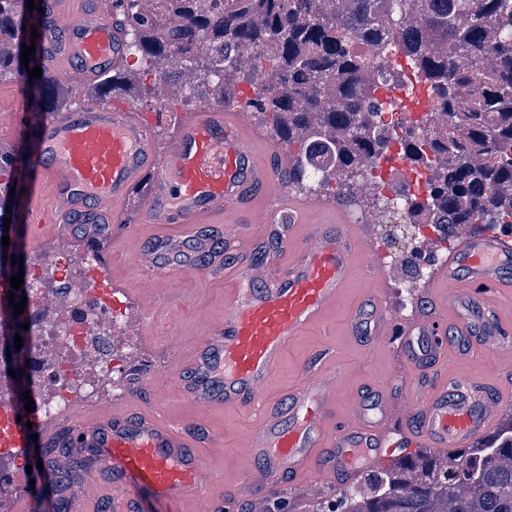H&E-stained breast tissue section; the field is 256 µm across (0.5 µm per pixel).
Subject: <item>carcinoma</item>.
I'll return each instance as SVG.
<instances>
[{
    "instance_id": "obj_1",
    "label": "carcinoma",
    "mask_w": 512,
    "mask_h": 512,
    "mask_svg": "<svg viewBox=\"0 0 512 512\" xmlns=\"http://www.w3.org/2000/svg\"><path fill=\"white\" fill-rule=\"evenodd\" d=\"M127 0L123 64L99 80L97 100L117 93L184 101H224L237 95L238 61L252 52L267 83L242 98L257 111L293 163L288 181L326 192L347 187L367 165L393 154L405 159L423 185L399 188L405 223L425 228L440 245L485 230L512 234V0ZM181 17L177 26L161 14ZM51 21L49 0L34 9L25 0H0V79L20 78L31 100L30 139L54 109L59 79L42 70L41 48L29 66L20 60L31 27ZM405 55L427 83L433 111L397 132L375 121L386 100L366 77L359 48ZM182 59L178 70L167 61ZM28 152H0V236L4 218H16ZM14 196H9L10 188ZM0 245V282L23 274L7 292L28 290L29 260ZM367 488L340 492L345 512H512V414L472 448L442 462L425 450L401 452L368 474Z\"/></svg>"
}]
</instances>
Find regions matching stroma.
<instances>
[{
    "mask_svg": "<svg viewBox=\"0 0 512 512\" xmlns=\"http://www.w3.org/2000/svg\"><path fill=\"white\" fill-rule=\"evenodd\" d=\"M28 100L23 82L7 79L0 82V147L8 149L20 144L23 129L13 123L9 111L14 99ZM116 105H133L138 118L148 124L159 145L172 139L179 118L191 114V107L180 100L168 104L153 99L131 103L128 97L116 96ZM245 123L259 135L258 153L277 154L281 159L278 170L280 193L311 201L306 221L294 225L288 236L289 245L307 243L308 228L327 215L320 205L326 197L319 191L297 189L288 184V151L280 146L274 132L260 121L257 114L244 112ZM150 177L132 189L120 222L99 225L95 238H88L75 224H60L54 236L27 243L28 252H53L60 266L82 264L84 259L98 257L100 265L110 266L115 276L112 286L114 299L126 308L125 317L116 326L118 337L126 343L129 354L125 363L112 369L111 379L102 381L103 393L133 406L142 405L158 413L167 422L191 432H209L219 437L215 447H202L209 468V490L213 502L224 501L235 485L244 481L260 467L247 444L259 417L232 407L210 409L191 404L180 393L172 372L173 355L190 356L208 335L211 326L224 316V294L235 288L233 271H225L224 279L212 281L200 272L192 271L171 282L151 273L141 265L137 254L149 250L154 237L146 224L137 223L149 193ZM349 201L345 208L363 217L358 235L363 244L361 258L347 288L328 311L324 323L311 327L292 340L285 352L282 366L264 386L269 400L284 398L289 390L303 382L306 372L317 365L340 374L339 396L330 414V421L340 425L352 420L358 403H372L376 389H383L390 425L386 445L378 465H386L400 448H418V441L409 439L405 425L414 398L408 390L411 372L401 352L403 331L420 312L427 289L436 272L435 267L424 270L415 284L398 282L393 270L394 251L384 239V225L368 223L369 205L376 198L375 189L363 178L350 185ZM238 229L251 247V257L267 253L264 242L265 223L261 216L226 215L220 224H190L182 234V248L191 257H198V246L208 236H223L226 228ZM384 267L382 279H372L366 272L369 263ZM379 293L391 317V325L383 337L373 336L368 325L352 328V312L366 303L371 293ZM491 301L497 317L507 324L505 337L488 342L477 354L458 348L448 350V371L456 375L485 380L512 382V294H492ZM337 488L309 479L297 485L259 484L229 503L228 512H272L282 504L285 512H308L310 506L328 504L336 497Z\"/></svg>",
    "mask_w": 512,
    "mask_h": 512,
    "instance_id": "35a3bbf8",
    "label": "stroma"
}]
</instances>
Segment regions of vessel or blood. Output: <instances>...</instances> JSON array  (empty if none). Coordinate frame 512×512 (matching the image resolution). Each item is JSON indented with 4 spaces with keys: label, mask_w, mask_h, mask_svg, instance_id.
Instances as JSON below:
<instances>
[{
    "label": "vessel or blood",
    "mask_w": 512,
    "mask_h": 512,
    "mask_svg": "<svg viewBox=\"0 0 512 512\" xmlns=\"http://www.w3.org/2000/svg\"><path fill=\"white\" fill-rule=\"evenodd\" d=\"M54 22L41 29L38 41L48 69L80 87L93 75L112 70L125 49L122 15L126 0H54ZM258 136L248 129L236 105L203 108L184 118L166 150H159L152 130L131 108L82 103L43 121L36 139L37 179L22 204L30 234L49 224H109L123 212L132 188L152 174V189L139 221L162 227L220 224L225 214L249 204H274L268 237L281 236L282 224H299L309 200L275 194L277 171L257 157ZM330 223L339 232L316 226L314 246L294 249L288 259L272 254L260 287L244 271L224 299V321L216 326L189 364L179 368L183 396L207 408H265L263 424L252 431L249 446L265 467L261 481L280 483L308 472L319 461L323 479L351 483L377 459L385 443L383 403L360 405L355 421L329 423L336 405L335 376L308 373L306 382L278 405L263 407V385L284 358L288 341L322 324L351 278L359 242L343 231L348 212L334 208ZM439 287L449 289L450 303L432 300L405 331V351L414 370L440 368L438 385L425 389L412 379L418 401L412 435L426 447L447 454L486 438L498 418L490 383L472 378L449 380L448 336H500L501 327L489 304L494 290L512 291V238L484 234L462 238L438 270ZM369 321L373 335L387 322L381 304L372 315L355 311L352 325ZM29 414L18 407L0 413V446L29 456L34 445L66 442L91 448L87 487L76 512H88L102 491H111L114 512H142L134 493L138 484L178 505L201 499L208 477L199 441L146 410L119 413L103 405L96 414L64 415L32 434Z\"/></svg>",
    "instance_id": "vessel-or-blood-1"
}]
</instances>
